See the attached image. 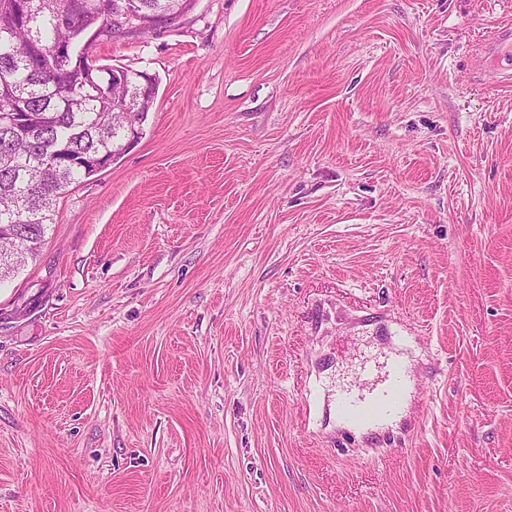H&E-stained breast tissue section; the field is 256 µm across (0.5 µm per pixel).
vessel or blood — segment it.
<instances>
[{
    "label": "vessel or blood",
    "instance_id": "1",
    "mask_svg": "<svg viewBox=\"0 0 512 512\" xmlns=\"http://www.w3.org/2000/svg\"><path fill=\"white\" fill-rule=\"evenodd\" d=\"M512 55V27L497 29L484 40L473 58L475 82L485 87H503L512 84V71L500 68L487 72V58ZM409 378L404 360L392 359L383 379L368 388H344L336 394V419L344 427L375 421L395 413L399 408V393Z\"/></svg>",
    "mask_w": 512,
    "mask_h": 512
}]
</instances>
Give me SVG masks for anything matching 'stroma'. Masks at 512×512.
I'll use <instances>...</instances> for the list:
<instances>
[{
	"mask_svg": "<svg viewBox=\"0 0 512 512\" xmlns=\"http://www.w3.org/2000/svg\"><path fill=\"white\" fill-rule=\"evenodd\" d=\"M512 0H196L99 40L143 135L0 281V512H512ZM398 420L340 427L366 363ZM512 55V27L498 28L493 35L480 44L478 53L473 58L475 84L485 87L511 86L512 74L509 69L497 68L488 73L483 67L487 57L501 58Z\"/></svg>",
	"mask_w": 512,
	"mask_h": 512,
	"instance_id": "1",
	"label": "stroma"
}]
</instances>
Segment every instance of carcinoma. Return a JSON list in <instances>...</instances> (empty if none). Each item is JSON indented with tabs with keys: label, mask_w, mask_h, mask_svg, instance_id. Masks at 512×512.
<instances>
[{
	"label": "carcinoma",
	"mask_w": 512,
	"mask_h": 512,
	"mask_svg": "<svg viewBox=\"0 0 512 512\" xmlns=\"http://www.w3.org/2000/svg\"><path fill=\"white\" fill-rule=\"evenodd\" d=\"M20 18L0 0V251L23 266L38 256L57 200L90 176L67 161L96 155L112 161L125 153L135 123H144L154 99L145 98L142 72L116 66L117 87L97 90L81 69L53 54L60 42L69 55L86 57L93 43L81 36L105 24L114 0H40ZM194 0H135L144 18L181 16ZM26 121L14 123V113Z\"/></svg>",
	"instance_id": "1"
}]
</instances>
